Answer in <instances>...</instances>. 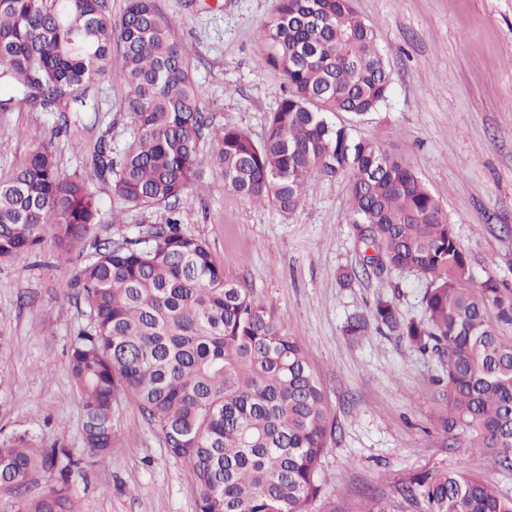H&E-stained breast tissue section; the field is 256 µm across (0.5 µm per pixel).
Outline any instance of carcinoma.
Returning <instances> with one entry per match:
<instances>
[{
	"label": "carcinoma",
	"instance_id": "obj_1",
	"mask_svg": "<svg viewBox=\"0 0 512 512\" xmlns=\"http://www.w3.org/2000/svg\"><path fill=\"white\" fill-rule=\"evenodd\" d=\"M258 37L287 83L260 143L213 126L183 42L155 0H126L116 19L107 0H0V112L55 115L81 160L65 172L54 140L26 133L27 150L0 173V262L48 240L69 261L101 223L94 179L123 208H176L193 193L206 135L224 187L284 215L302 204L313 174L343 177L363 248L388 271L426 283L421 318L403 319L382 297L374 322L353 315L345 335L385 330L436 358V426L469 433L472 447L512 469V336L494 325L512 324V294L493 278L474 282L454 225L404 158L332 121L376 112L390 95L374 29L353 0H278ZM114 48L133 123L116 152L109 132L93 135L103 112L94 85L112 69ZM72 286L87 308L68 367L89 458L112 455L113 408L127 399L167 452L192 466L197 512H305L322 488L323 388L278 314L227 279L204 241L170 221L144 238L105 242ZM81 465L63 440L0 442V478L16 492L38 473L53 478L13 512H75L70 480ZM399 493L422 500L424 512H512L511 496L462 469L413 476Z\"/></svg>",
	"mask_w": 512,
	"mask_h": 512
}]
</instances>
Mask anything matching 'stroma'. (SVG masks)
<instances>
[{
	"label": "stroma",
	"instance_id": "35a3bbf8",
	"mask_svg": "<svg viewBox=\"0 0 512 512\" xmlns=\"http://www.w3.org/2000/svg\"><path fill=\"white\" fill-rule=\"evenodd\" d=\"M187 50L215 126L261 141L279 101L282 74L266 62L258 32L276 0H155ZM376 27L390 73L389 100L363 119L338 114L358 137L405 158L439 200L470 255L476 281L512 288V0H354ZM112 70L97 80L103 126L112 145L130 138L131 118ZM56 119L43 112H0V171L26 150L37 127L52 137L62 168L78 159ZM201 196L178 213L186 235L205 241L227 278L273 307L304 348L322 383L332 434L321 458L323 487L306 512H423L400 495L414 474L466 469L512 496V471L494 467L466 434L433 425L436 359L395 336L343 333L354 314L371 315L377 297L400 315H422L424 282L412 274L361 273L363 254L349 222L346 182L313 174L302 206L284 215L225 190L208 150L200 152ZM102 221L100 241L146 235L165 223L164 208L119 211ZM80 257L51 252L0 262V440H67L83 455L80 396L68 371V347L85 325L73 297ZM358 275L344 281L350 270ZM119 446L72 478L79 512H197L191 466L168 454L137 406L114 407Z\"/></svg>",
	"mask_w": 512,
	"mask_h": 512
}]
</instances>
